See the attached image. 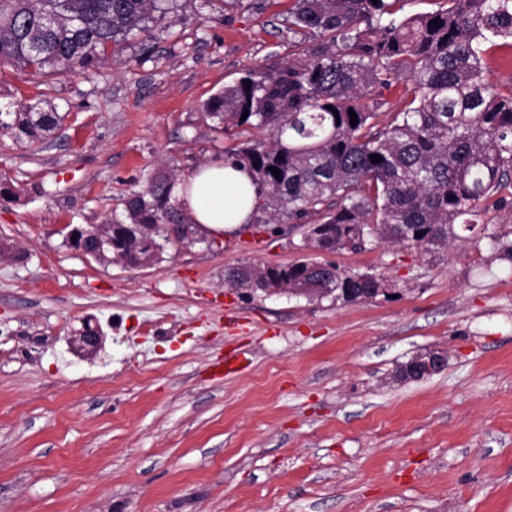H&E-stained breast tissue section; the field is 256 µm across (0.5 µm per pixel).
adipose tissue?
I'll return each mask as SVG.
<instances>
[{
  "label": "adipose tissue",
  "instance_id": "adipose-tissue-1",
  "mask_svg": "<svg viewBox=\"0 0 512 512\" xmlns=\"http://www.w3.org/2000/svg\"><path fill=\"white\" fill-rule=\"evenodd\" d=\"M257 192L251 172L221 156L197 167L176 187L190 219L217 234L232 233L252 221Z\"/></svg>",
  "mask_w": 512,
  "mask_h": 512
}]
</instances>
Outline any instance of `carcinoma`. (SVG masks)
Returning <instances> with one entry per match:
<instances>
[{"mask_svg": "<svg viewBox=\"0 0 512 512\" xmlns=\"http://www.w3.org/2000/svg\"><path fill=\"white\" fill-rule=\"evenodd\" d=\"M172 2L0 0V68L60 79L85 73L110 47L149 33ZM403 2L294 0L289 27L312 39L302 59L251 69L205 103L214 129L243 138L224 155L254 174L255 211L265 214L258 223L332 224L323 244L331 253L363 247L372 225L384 240L429 251L456 239L455 225L475 223L479 205L508 204L496 194L512 175V84L490 83L485 59L512 48V0H447L444 9L400 20ZM399 77L406 79L401 119L380 128L363 100ZM59 121L23 103L0 112V133L42 142ZM254 130L270 137L252 138ZM375 155L382 161H371ZM175 186L172 174L155 173L126 198L125 218L112 222V244L130 267L158 261L163 249L140 247V228L153 226L162 238L159 225L190 223ZM320 280L335 282L344 300L381 287L376 276L331 262L224 270V286L243 290L290 292Z\"/></svg>", "mask_w": 512, "mask_h": 512, "instance_id": "cac0c4a2", "label": "carcinoma"}]
</instances>
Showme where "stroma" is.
Here are the masks:
<instances>
[{"label": "stroma", "mask_w": 512, "mask_h": 512, "mask_svg": "<svg viewBox=\"0 0 512 512\" xmlns=\"http://www.w3.org/2000/svg\"><path fill=\"white\" fill-rule=\"evenodd\" d=\"M293 0H178L147 43L57 80L0 69V110L62 120L0 134V512H512V213L488 209L436 253H325L309 227L244 224L126 268L83 258L61 225L123 218L127 195L231 146L204 117L224 86L300 61ZM304 260L380 275L355 304L247 296L226 267ZM105 334L93 357L70 340ZM439 347L444 369L395 380ZM236 353L243 371L213 379ZM35 106L25 103L18 112H0V133L11 132L17 139L42 142L57 128L60 116L51 107L49 112L35 111Z\"/></svg>", "instance_id": "obj_1"}]
</instances>
